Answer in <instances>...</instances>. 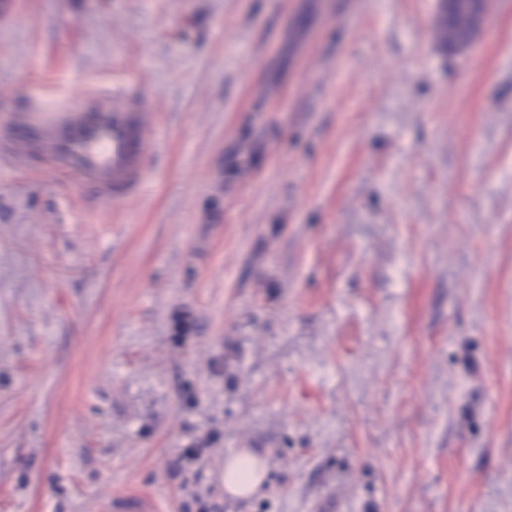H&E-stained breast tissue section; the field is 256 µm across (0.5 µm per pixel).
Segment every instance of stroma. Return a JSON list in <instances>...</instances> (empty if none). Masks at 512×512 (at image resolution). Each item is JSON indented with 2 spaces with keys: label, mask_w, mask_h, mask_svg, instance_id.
<instances>
[{
  "label": "stroma",
  "mask_w": 512,
  "mask_h": 512,
  "mask_svg": "<svg viewBox=\"0 0 512 512\" xmlns=\"http://www.w3.org/2000/svg\"><path fill=\"white\" fill-rule=\"evenodd\" d=\"M437 13L0 0V120L156 123L119 202L0 152V512H512V0ZM452 11L439 13L436 35L444 48L459 49L465 45L470 36V4L469 0H455ZM267 465L249 452L235 453L224 462V494L235 499L252 496L264 483ZM114 512H159L152 497L145 493L131 491L112 500Z\"/></svg>",
  "instance_id": "1"
}]
</instances>
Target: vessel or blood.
Returning a JSON list of instances; mask_svg holds the SVG:
<instances>
[{
    "instance_id": "1",
    "label": "vessel or blood",
    "mask_w": 512,
    "mask_h": 512,
    "mask_svg": "<svg viewBox=\"0 0 512 512\" xmlns=\"http://www.w3.org/2000/svg\"><path fill=\"white\" fill-rule=\"evenodd\" d=\"M153 116L106 94L78 112L13 116L6 140L17 161L36 157L63 175L81 177L84 190L123 200L146 185L144 158L152 148ZM113 512H159L147 494L131 491L112 501Z\"/></svg>"
}]
</instances>
